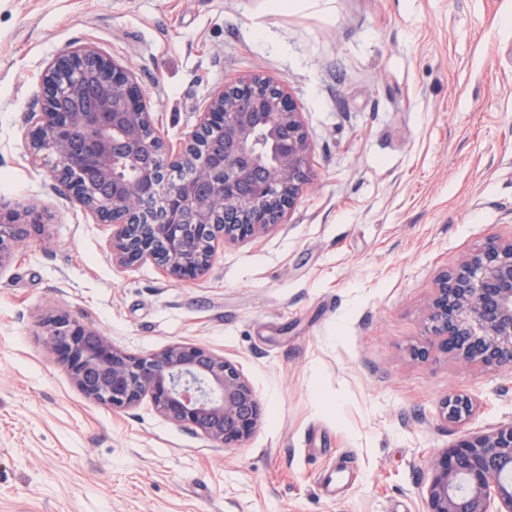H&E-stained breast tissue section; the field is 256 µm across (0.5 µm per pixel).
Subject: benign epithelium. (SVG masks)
<instances>
[{
	"instance_id": "obj_1",
	"label": "benign epithelium",
	"mask_w": 512,
	"mask_h": 512,
	"mask_svg": "<svg viewBox=\"0 0 512 512\" xmlns=\"http://www.w3.org/2000/svg\"><path fill=\"white\" fill-rule=\"evenodd\" d=\"M88 112L69 110L85 96ZM31 111L30 155L100 222L112 225V261H150L194 280L219 242L244 241L284 221L305 183L311 144L291 95L252 76L209 98L177 149L156 132L132 68L86 45L46 66ZM77 124L91 134L82 161L70 142ZM177 165L185 177L171 180ZM44 223L32 208H0V267ZM46 352L87 398L113 410L149 399L155 411L202 435L210 447H238L261 418L259 400L235 364L204 347L175 342L130 354L66 314L42 323ZM426 330L440 350L489 369L512 370V235L490 237L455 269L439 274ZM470 398L443 403L447 420L472 412ZM424 512H512V422L468 434L430 463Z\"/></svg>"
}]
</instances>
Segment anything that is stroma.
Wrapping results in <instances>:
<instances>
[{"mask_svg": "<svg viewBox=\"0 0 512 512\" xmlns=\"http://www.w3.org/2000/svg\"><path fill=\"white\" fill-rule=\"evenodd\" d=\"M88 44L131 65L172 146L217 88H287L312 153L285 224L190 281L113 264L111 226L27 151L47 63ZM19 205L49 222L0 268V512H422L431 459L512 422V371L424 330L437 274L512 234V0H0V206ZM58 312L132 354L224 355L253 434L219 451L149 401L86 398L41 345ZM473 404L470 398L458 394L449 395L443 403L445 418L451 422H458L472 412Z\"/></svg>", "mask_w": 512, "mask_h": 512, "instance_id": "stroma-1", "label": "stroma"}]
</instances>
